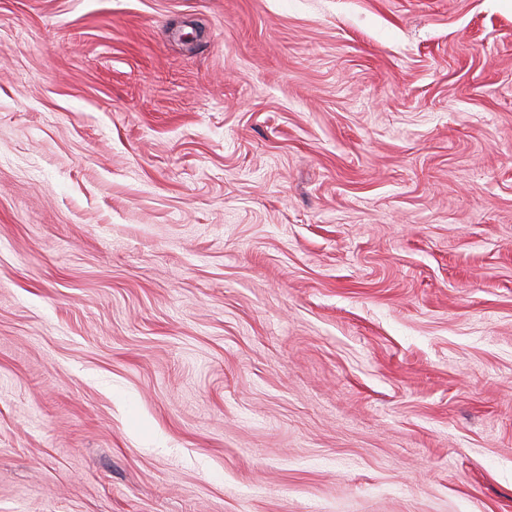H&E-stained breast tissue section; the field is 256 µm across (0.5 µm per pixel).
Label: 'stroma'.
Wrapping results in <instances>:
<instances>
[{"instance_id": "obj_1", "label": "stroma", "mask_w": 512, "mask_h": 512, "mask_svg": "<svg viewBox=\"0 0 512 512\" xmlns=\"http://www.w3.org/2000/svg\"><path fill=\"white\" fill-rule=\"evenodd\" d=\"M0 512H512V0H0Z\"/></svg>"}]
</instances>
